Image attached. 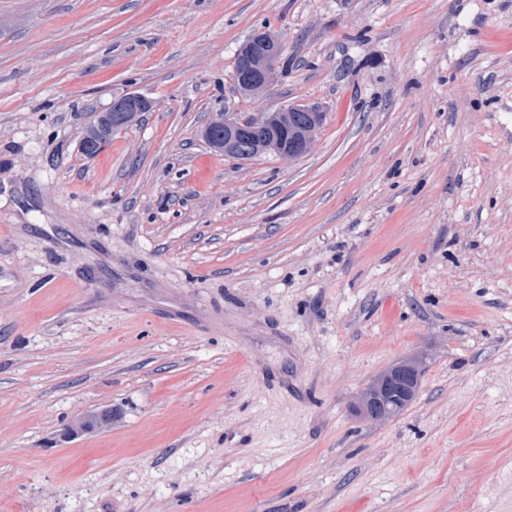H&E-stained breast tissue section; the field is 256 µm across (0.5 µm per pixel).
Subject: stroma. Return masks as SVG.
Returning <instances> with one entry per match:
<instances>
[{"label":"stroma","instance_id":"35a3bbf8","mask_svg":"<svg viewBox=\"0 0 512 512\" xmlns=\"http://www.w3.org/2000/svg\"><path fill=\"white\" fill-rule=\"evenodd\" d=\"M292 103L297 160L201 135ZM0 512H512V0H0ZM282 52V38L273 31L261 28L248 37L239 48L241 68L233 76L234 84L248 94L241 95L260 97L270 88L278 77ZM153 108V103L140 95L129 94L120 101L112 104L110 112H102L84 131L82 139V151L88 157L95 156L111 138L112 133L116 132L112 129L111 112H121L122 120L114 127H131L139 120L142 112L149 111ZM139 117V118H138ZM136 118H138L136 120ZM136 120L133 124L125 125L128 122ZM419 380L417 372L400 365L394 367L389 374L382 392L372 397L371 403L374 415L390 420L396 417L401 404L410 398Z\"/></svg>","mask_w":512,"mask_h":512}]
</instances>
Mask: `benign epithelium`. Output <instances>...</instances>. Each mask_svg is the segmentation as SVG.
Listing matches in <instances>:
<instances>
[{"label":"benign epithelium","instance_id":"benign-epithelium-1","mask_svg":"<svg viewBox=\"0 0 512 512\" xmlns=\"http://www.w3.org/2000/svg\"><path fill=\"white\" fill-rule=\"evenodd\" d=\"M283 52L279 34L266 28L252 33L239 48L241 68L233 81L252 97L262 96L276 81ZM153 103L137 94H129L112 104L111 111L122 113L116 126L123 127ZM324 112L316 105L291 104L275 110L247 114L219 113L213 122L224 129V156L242 160L247 156L272 154L282 160H296L306 154L315 140V126ZM419 380L418 373L400 365L389 374L382 392L371 398L374 415L390 420L401 404L410 398Z\"/></svg>","mask_w":512,"mask_h":512}]
</instances>
